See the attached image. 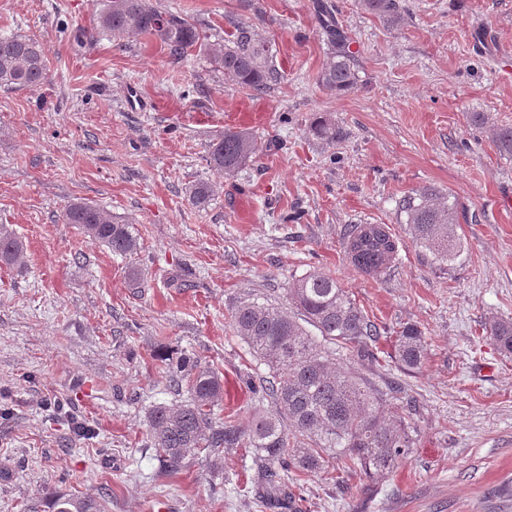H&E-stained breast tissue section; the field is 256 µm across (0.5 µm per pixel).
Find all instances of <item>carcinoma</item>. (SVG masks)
<instances>
[{"label":"carcinoma","mask_w":512,"mask_h":512,"mask_svg":"<svg viewBox=\"0 0 512 512\" xmlns=\"http://www.w3.org/2000/svg\"><path fill=\"white\" fill-rule=\"evenodd\" d=\"M363 8L391 29L405 21L399 0H361ZM317 18L325 35L328 53L318 76L320 84L338 94L354 90L359 73L354 52L344 30L327 6L317 4ZM101 30L114 37L147 34L155 37L175 58H181L200 42L196 26L177 13L157 10L148 0H105L99 12ZM229 43L210 47L214 61L224 69V78L256 93H263L278 72L269 61V48L254 25L245 20L232 23ZM47 82V66L40 42L24 35L0 36V87L37 88ZM308 133L328 145L342 137L332 120L317 116ZM492 141L512 155V126L492 129ZM259 151L254 138L241 131L226 130L213 144L209 164L233 175ZM213 196L211 183L201 180L190 190L191 202L204 207ZM399 209L406 216L412 242L427 250L439 263L448 262L456 249L457 213L443 202L435 188L424 186L404 197ZM64 222L75 224L90 239L115 255L130 256L140 249L131 226L87 202L66 206ZM342 245L350 264L373 276L393 266L401 239L386 224H348ZM22 240L0 226V263L23 264ZM297 315L256 298L234 306L232 328L260 363L264 375L246 376L245 383L261 400L269 399L275 412L240 426L231 413L220 418L213 407L222 397L218 371L190 357H181L168 367V383L187 388L190 398L180 404L159 403L147 415V438L165 472L176 474L205 453L222 448H248L257 466L253 476L256 494L269 509L281 508L291 499L284 474L307 478L325 471L326 458L341 462L344 469L360 470L368 479H384L412 447L410 424L389 421L383 415L382 393L372 388L355 366L379 364L377 342L380 328L357 305L333 276L310 272L288 289ZM487 338L505 355L512 356V321L494 320ZM427 354L422 330L406 324L396 332L387 365L403 376L421 369ZM349 359L352 367L337 363ZM49 512H104L101 501L74 495H51Z\"/></svg>","instance_id":"carcinoma-1"}]
</instances>
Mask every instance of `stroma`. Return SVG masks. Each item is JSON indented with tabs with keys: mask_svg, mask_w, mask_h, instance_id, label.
<instances>
[{
	"mask_svg": "<svg viewBox=\"0 0 512 512\" xmlns=\"http://www.w3.org/2000/svg\"><path fill=\"white\" fill-rule=\"evenodd\" d=\"M347 33L360 82L339 95L318 76L326 41L313 0H151L184 15L208 44L250 20L279 73L255 94L224 79L205 47L170 57L155 38L96 27L101 0H0V34L38 39L48 80L0 88V224L25 244L0 268V512H28L47 492L102 499L105 512H268L240 449L164 476L146 414L187 400L167 386L163 352L216 368V416L240 424L273 412L245 374L265 373L235 336L245 298L288 306L295 277L325 272L389 335L424 332L428 355L388 415L414 428L385 479L318 474L289 512H512V360L486 338L512 320V155L491 126H512V0H403L393 30L361 0H327ZM266 113L246 128L260 151L227 176L207 162L239 101ZM487 122L473 123V113ZM323 114L344 137L307 131ZM209 181L208 207L189 199ZM431 185L455 203L458 249L435 262L412 243L400 200ZM132 224L121 257L62 221L70 202ZM349 224H386L399 259L375 277L347 260ZM88 431L79 437L75 425Z\"/></svg>",
	"mask_w": 512,
	"mask_h": 512,
	"instance_id": "1",
	"label": "stroma"
}]
</instances>
